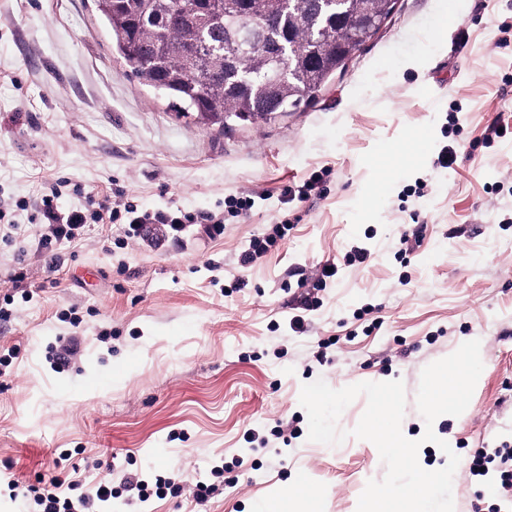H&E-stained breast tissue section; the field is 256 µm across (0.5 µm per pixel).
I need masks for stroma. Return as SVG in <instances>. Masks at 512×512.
Segmentation results:
<instances>
[{"mask_svg":"<svg viewBox=\"0 0 512 512\" xmlns=\"http://www.w3.org/2000/svg\"><path fill=\"white\" fill-rule=\"evenodd\" d=\"M498 117L506 135L485 143ZM319 170L318 189L283 203ZM53 183L64 208L118 186L195 217L262 196L215 239L90 223L51 265L31 218ZM0 202L14 223L0 238V512L17 510L15 477L38 494L58 479L83 512H357L386 474L350 435L367 400L341 414V444L310 441L299 396L318 379L401 380L404 436L433 428L460 457L455 512H512L466 473L475 450L512 447V0H398L308 107L222 128L141 85L93 0H0ZM283 220L282 239L239 263ZM327 262L338 273L294 332V299ZM472 339L484 368L467 409L426 425L423 368ZM156 472L173 481L161 496L95 497L99 479ZM200 481L215 491L198 504ZM300 482L315 503L291 497Z\"/></svg>","mask_w":512,"mask_h":512,"instance_id":"stroma-1","label":"stroma"}]
</instances>
